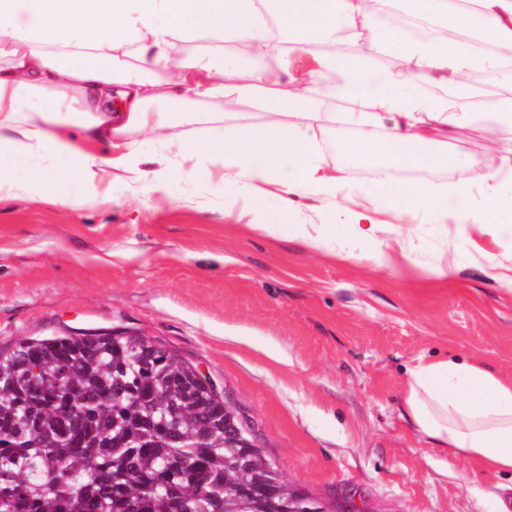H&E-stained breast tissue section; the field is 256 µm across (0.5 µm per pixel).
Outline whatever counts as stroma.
Returning <instances> with one entry per match:
<instances>
[{
  "label": "stroma",
  "instance_id": "35a3bbf8",
  "mask_svg": "<svg viewBox=\"0 0 512 512\" xmlns=\"http://www.w3.org/2000/svg\"><path fill=\"white\" fill-rule=\"evenodd\" d=\"M186 116L182 135L205 139L233 124L265 121L255 102H164ZM312 136L343 189L293 195L292 224L335 225L349 257L255 230L238 186L213 190L219 162L204 155L192 172L167 148V130L133 131L142 169L167 166L168 199L123 173L82 185V208L36 193L0 191V346L76 329L140 333L174 350L248 416L285 478L310 497L346 494L371 512H512V477L483 471L432 447L403 413L408 369L418 356L448 355L512 381V235L493 228L432 223L407 207L413 186H443L459 175L446 164H370L352 145L377 133L314 120ZM454 138L478 159L468 175L512 161V127ZM389 169L395 191L377 168ZM374 209L360 236L349 211ZM394 242L414 262L376 268L359 258ZM448 267L436 280L427 269Z\"/></svg>",
  "mask_w": 512,
  "mask_h": 512
}]
</instances>
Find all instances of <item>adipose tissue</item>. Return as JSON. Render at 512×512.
I'll use <instances>...</instances> for the list:
<instances>
[{"label":"adipose tissue","instance_id":"ef3b65f1","mask_svg":"<svg viewBox=\"0 0 512 512\" xmlns=\"http://www.w3.org/2000/svg\"><path fill=\"white\" fill-rule=\"evenodd\" d=\"M414 2L420 20L449 16L483 43H512V0H476L472 11L458 10L455 0ZM258 14L255 0H0V182L18 160L38 158L30 184L79 208L83 197L71 185L112 174V158L100 146L130 130L151 133L168 125L156 102L218 105L260 89L268 114L263 123L202 144L177 135L168 144L186 161L203 150L221 157L223 182L241 184L250 210L261 212L268 198L284 201L304 186L329 197L341 190L340 176L324 167L310 134L321 112L314 93L326 72H334L336 82L324 96L353 104L338 122L387 128L382 141L360 143L356 154L368 160L384 154L409 166L447 163V152L420 155L411 143L437 140L473 121L465 75L493 69L512 78V57L465 41L407 36L379 25L366 0H288L289 25L324 46L296 75L279 33ZM201 28L227 33L255 62L249 82L234 67L219 66L210 46H199L188 60L175 56L178 42ZM394 43L403 49L401 68L369 74L363 60ZM173 65L189 73L169 90L154 75ZM485 182L477 203L464 176L442 188L416 186L405 201L438 224L453 201L461 223L486 227L499 213L512 212V166L488 169ZM261 230L336 251L329 224L270 222ZM403 407L415 432L437 448L512 474V382L464 360L422 357L408 371Z\"/></svg>","mask_w":512,"mask_h":512}]
</instances>
